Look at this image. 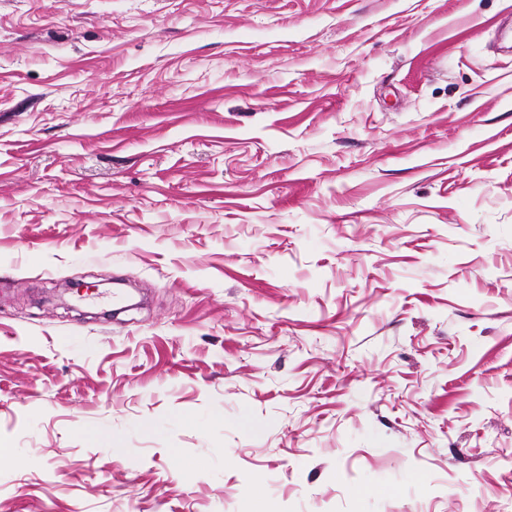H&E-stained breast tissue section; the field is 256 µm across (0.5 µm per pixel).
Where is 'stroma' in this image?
<instances>
[{
    "instance_id": "stroma-1",
    "label": "stroma",
    "mask_w": 512,
    "mask_h": 512,
    "mask_svg": "<svg viewBox=\"0 0 512 512\" xmlns=\"http://www.w3.org/2000/svg\"><path fill=\"white\" fill-rule=\"evenodd\" d=\"M0 512H512V0H0Z\"/></svg>"
}]
</instances>
